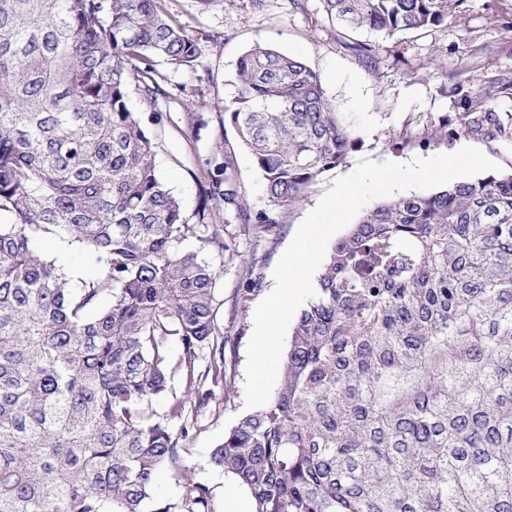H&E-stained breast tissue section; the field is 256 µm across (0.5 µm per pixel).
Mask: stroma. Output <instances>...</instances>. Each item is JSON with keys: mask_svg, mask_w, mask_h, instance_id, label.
<instances>
[{"mask_svg": "<svg viewBox=\"0 0 512 512\" xmlns=\"http://www.w3.org/2000/svg\"><path fill=\"white\" fill-rule=\"evenodd\" d=\"M187 32L223 33L221 44L206 47L197 69L161 65L170 99L150 107L138 93L129 105L157 143V165L167 186L180 199L185 212H193L198 201L196 174L202 173L216 134H223L224 148L235 152L247 201L263 204V180L249 150L237 139L232 127L222 126L215 112L198 137L186 133L185 114L193 95L229 105L235 92L231 84L237 58L255 41L263 40L294 54L319 76L327 98L336 111L363 140L342 165L325 172L300 207L287 214L283 223L266 231L250 224H232L228 230L239 254L213 258L218 272L216 323L224 333L223 391L195 417V429L187 441L184 463L190 476L213 491L212 512H239L250 496L232 475L215 469L212 449L247 409L244 402L246 351L253 332L257 304L274 286L273 269L293 239L305 216L331 188L333 181L350 174L363 159L406 163L451 153L473 145L512 172V141H475L460 136L430 147L406 139L407 130L426 125L433 117L454 113L450 96L453 84L480 90L491 82L512 77V0H468L465 12L451 17L447 26L432 30L406 31L391 37L370 31L342 32L323 10L321 0H264L260 9L245 12L239 0H222L208 12H199L194 0H169ZM377 48V66L365 67L352 43ZM162 113L154 123V113ZM44 252L64 269L73 287L99 273L104 262L77 246L58 251L47 244ZM258 281L247 291L250 281Z\"/></svg>", "mask_w": 512, "mask_h": 512, "instance_id": "1", "label": "stroma"}]
</instances>
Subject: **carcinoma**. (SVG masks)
<instances>
[{"mask_svg": "<svg viewBox=\"0 0 512 512\" xmlns=\"http://www.w3.org/2000/svg\"><path fill=\"white\" fill-rule=\"evenodd\" d=\"M323 2L342 26L392 37L447 25L466 0ZM201 55L167 0H0V512H212L183 453L187 405L224 388V332L217 272L185 242L237 255L228 225L282 223L363 142L314 71L257 41L224 122L264 206L217 146L186 217L129 93L156 105L160 63ZM451 92L457 112L421 143L512 138L489 92ZM214 107L190 102V135ZM42 242L105 267L73 288ZM313 285L279 387L210 455L252 512H512V174L377 204ZM166 470L177 499L156 492ZM223 137V148L231 149L236 154L240 179L247 201L256 207L263 206V180L253 164L249 150L238 141L231 126L224 127Z\"/></svg>", "mask_w": 512, "mask_h": 512, "instance_id": "1", "label": "carcinoma"}]
</instances>
